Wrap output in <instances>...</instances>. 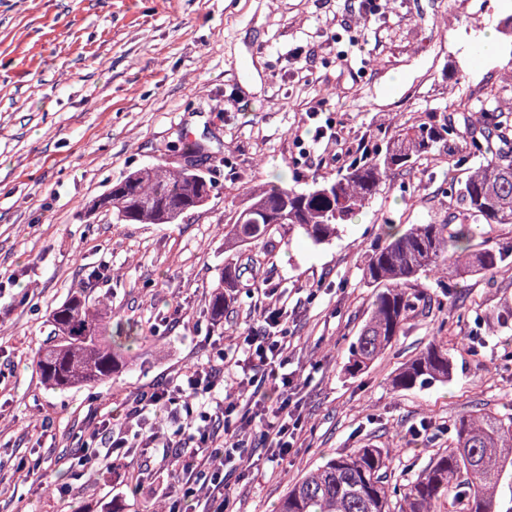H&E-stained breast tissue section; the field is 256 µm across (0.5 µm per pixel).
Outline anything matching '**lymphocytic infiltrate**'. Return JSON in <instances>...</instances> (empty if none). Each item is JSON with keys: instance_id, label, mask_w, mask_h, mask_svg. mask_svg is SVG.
Segmentation results:
<instances>
[{"instance_id": "obj_1", "label": "lymphocytic infiltrate", "mask_w": 512, "mask_h": 512, "mask_svg": "<svg viewBox=\"0 0 512 512\" xmlns=\"http://www.w3.org/2000/svg\"><path fill=\"white\" fill-rule=\"evenodd\" d=\"M264 331L238 337L233 349H219L216 359L198 364L134 399L127 421L100 426L111 434L110 453L130 456L128 420L166 412L184 415L180 439L156 431L142 439L162 460L172 461L185 512H223V461L248 456V440L267 443V461L276 465L290 454L302 420L293 395L295 374L286 372L290 341L284 327L288 309L281 301L260 311Z\"/></svg>"}]
</instances>
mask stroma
Masks as SVG:
<instances>
[{
	"label": "stroma",
	"mask_w": 512,
	"mask_h": 512,
	"mask_svg": "<svg viewBox=\"0 0 512 512\" xmlns=\"http://www.w3.org/2000/svg\"><path fill=\"white\" fill-rule=\"evenodd\" d=\"M0 0V512H145L128 469H158L151 449L83 467L104 448L100 415L206 362L217 346L261 332L263 289L288 299L290 367L302 429L286 465L266 448L230 479L231 512H276L292 480L371 444L394 478L415 477L452 443L448 428L477 409L512 407V257L495 277L472 273L445 297L433 275L428 315L409 321L363 373L345 372L373 290L362 278L382 224H431L467 165L422 162L396 175L329 243L288 234L213 321L204 307L224 267V225L243 186H305L345 169L370 129L450 117L482 105L512 65L511 15L500 0ZM498 30L501 52L476 67ZM503 85V84H502ZM334 124L339 142L314 141ZM205 143L206 203L173 224H122L99 201L141 166L173 163L181 136ZM107 301L112 324L145 337L132 365L106 384L59 391L30 364L52 309L74 292ZM442 336L448 381L398 390L392 380ZM37 469L41 489L24 480Z\"/></svg>",
	"instance_id": "35a3bbf8"
}]
</instances>
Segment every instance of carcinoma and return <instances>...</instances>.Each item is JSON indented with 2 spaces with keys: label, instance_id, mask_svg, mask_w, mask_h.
<instances>
[{
  "label": "carcinoma",
  "instance_id": "obj_1",
  "mask_svg": "<svg viewBox=\"0 0 512 512\" xmlns=\"http://www.w3.org/2000/svg\"><path fill=\"white\" fill-rule=\"evenodd\" d=\"M494 137L504 147H495ZM452 139L479 160L455 189L458 206L441 224H414L403 233L390 226L371 246L362 270L364 281L374 288L371 312L345 364L353 376L364 371L429 306L430 293L414 286L420 275L437 274V286L451 298L453 277L465 272L493 276L512 252V246L488 244L472 250L475 238L487 234L486 226L512 224V116L493 108L480 122L469 119L458 125L448 118V108H434L393 130L370 131L346 171L334 177L316 179L306 188L282 183L251 187L247 205L224 225L228 257L207 313L216 322L224 317L232 289L240 284V248L257 249L250 262L259 264L277 248L274 236L282 229L298 228L316 243L332 240L392 176L423 160L464 161L454 158L448 144ZM204 151L202 143L187 137L178 147L187 158ZM212 188L198 169L145 165L112 184L110 206L120 221L173 224L199 208ZM105 318L101 306L79 292L56 306L50 314L53 344L33 356L42 380L66 390L93 387L118 372L123 351L147 337L112 342ZM451 370L448 347L434 339L400 369L393 386L412 389L444 382ZM453 441V447L436 453L420 474L402 484L390 480L392 459L382 448L363 446L339 454L295 481L277 512H436L435 505L450 492L459 500L456 512H502L500 494L505 487L512 489V412L461 415L453 423Z\"/></svg>",
  "mask_w": 512,
  "mask_h": 512
}]
</instances>
